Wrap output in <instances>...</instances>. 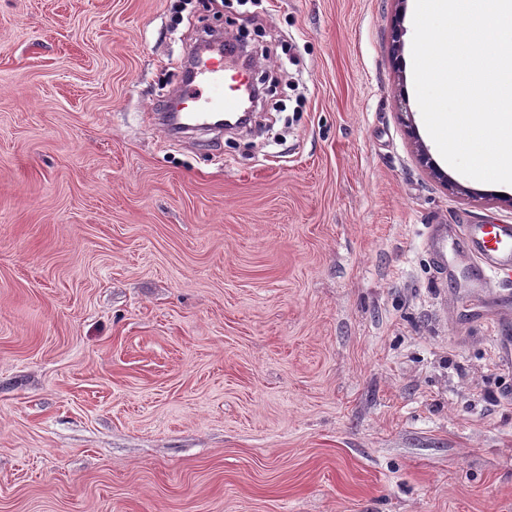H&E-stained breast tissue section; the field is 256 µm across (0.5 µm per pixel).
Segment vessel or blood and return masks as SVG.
I'll return each mask as SVG.
<instances>
[{"label":"vessel or blood","mask_w":512,"mask_h":512,"mask_svg":"<svg viewBox=\"0 0 512 512\" xmlns=\"http://www.w3.org/2000/svg\"><path fill=\"white\" fill-rule=\"evenodd\" d=\"M193 76L181 91L187 105L183 112L187 128L212 124L217 112L236 111L249 94L248 78L229 66L221 48L196 53ZM439 269H447L449 257L464 250L475 260L469 270L472 287L484 288L494 281L512 277L511 224H456L433 228L427 238Z\"/></svg>","instance_id":"b4317fda"}]
</instances>
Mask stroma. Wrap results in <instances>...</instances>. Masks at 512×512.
<instances>
[{
  "label": "stroma",
  "instance_id": "1",
  "mask_svg": "<svg viewBox=\"0 0 512 512\" xmlns=\"http://www.w3.org/2000/svg\"><path fill=\"white\" fill-rule=\"evenodd\" d=\"M178 4L0 0V512H512V285L425 246L512 188L419 165L414 0ZM205 29L282 80L178 140ZM401 116L403 118V122L405 126L408 129L409 134L411 137L415 140V143L418 148L419 156L421 162L430 170V172L433 174V176L443 183L445 186L448 187H455L457 190H459L460 186L456 184L455 181L451 179V177L448 176V174L443 171L438 165L435 163V161L432 159L427 147L423 143V141L420 139L417 129L414 125L413 119H412V113L411 112H401Z\"/></svg>",
  "mask_w": 512,
  "mask_h": 512
}]
</instances>
